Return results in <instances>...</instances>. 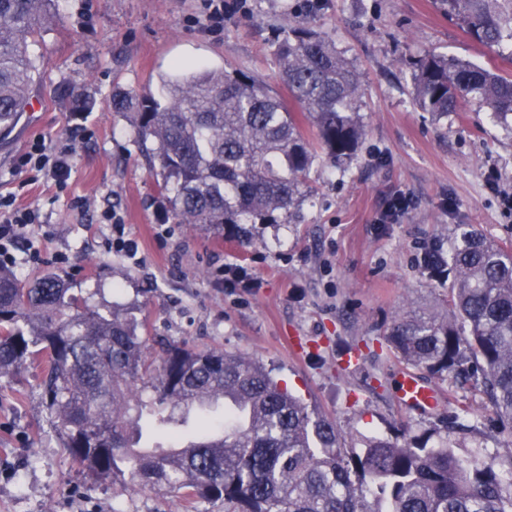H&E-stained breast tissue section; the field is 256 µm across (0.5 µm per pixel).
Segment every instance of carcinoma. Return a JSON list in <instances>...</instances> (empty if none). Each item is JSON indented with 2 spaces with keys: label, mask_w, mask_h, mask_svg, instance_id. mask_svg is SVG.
<instances>
[{
  "label": "carcinoma",
  "mask_w": 512,
  "mask_h": 512,
  "mask_svg": "<svg viewBox=\"0 0 512 512\" xmlns=\"http://www.w3.org/2000/svg\"><path fill=\"white\" fill-rule=\"evenodd\" d=\"M470 38L512 49V0H440ZM51 0H0V132L30 100L29 46ZM295 112L256 77L194 64L158 93H119L178 224L225 231L243 245L257 224H288L319 157L351 161L364 135L360 76L310 21L275 43ZM414 102L440 121L476 100L512 118V79L425 52L411 62ZM76 112L92 102L62 86ZM315 130L309 140L302 127ZM425 252L430 277L450 281V313L399 316L387 331L398 357L445 379L471 362L497 416L512 423V250L462 224ZM135 307L101 309L48 273L28 287L0 268V374L43 359V395L61 447L89 477L122 495L174 490L224 512H512V481L430 432L362 438L282 389L263 363L139 334ZM369 481L374 505L354 478Z\"/></svg>",
  "instance_id": "cac0c4a2"
}]
</instances>
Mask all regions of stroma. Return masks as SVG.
Segmentation results:
<instances>
[{
    "instance_id": "35a3bbf8",
    "label": "stroma",
    "mask_w": 512,
    "mask_h": 512,
    "mask_svg": "<svg viewBox=\"0 0 512 512\" xmlns=\"http://www.w3.org/2000/svg\"><path fill=\"white\" fill-rule=\"evenodd\" d=\"M309 18L361 75L356 158L343 171L318 160L291 223L256 225L252 246L174 224L113 95L156 91L188 62L248 72L286 95L273 44ZM426 51L512 78V57L473 42L439 0H245L225 10L218 33L206 30L201 0H55L31 47L30 105L0 134V197L38 214L11 250L13 273L24 284L57 274L93 306H142L155 339L258 360L344 438L444 431L460 454L511 474L512 427L498 421L480 374L418 370L439 404L416 411L397 397L410 365L384 340L397 314L447 310L448 285L422 258L457 225L512 247V137L474 100L441 121L420 111L409 62ZM62 85L93 99V110L69 112L55 96ZM38 137L70 149L65 184H25L16 161ZM400 196L406 212L384 219ZM114 217L137 258L110 248ZM160 224L173 235L157 237ZM350 353L358 369L345 368ZM41 376L35 363L0 377V512H189L181 493L118 497L74 466L44 409Z\"/></svg>"
}]
</instances>
